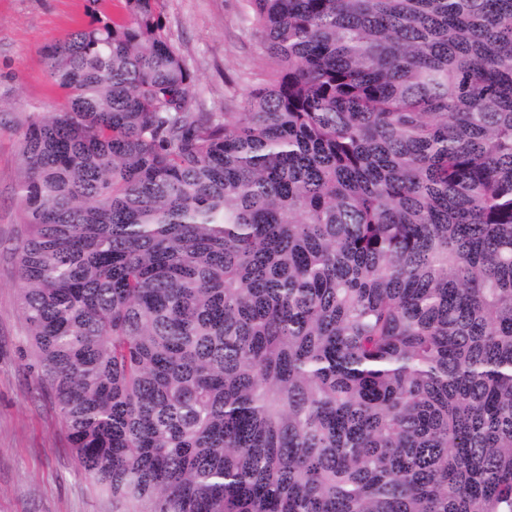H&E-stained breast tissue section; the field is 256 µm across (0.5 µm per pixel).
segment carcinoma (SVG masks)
Masks as SVG:
<instances>
[{
  "instance_id": "obj_1",
  "label": "carcinoma",
  "mask_w": 512,
  "mask_h": 512,
  "mask_svg": "<svg viewBox=\"0 0 512 512\" xmlns=\"http://www.w3.org/2000/svg\"><path fill=\"white\" fill-rule=\"evenodd\" d=\"M158 0L47 45L20 309L112 512H512V0H248L193 105Z\"/></svg>"
}]
</instances>
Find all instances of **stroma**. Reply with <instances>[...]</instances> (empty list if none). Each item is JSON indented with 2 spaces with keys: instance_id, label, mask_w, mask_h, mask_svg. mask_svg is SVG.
<instances>
[{
  "instance_id": "1",
  "label": "stroma",
  "mask_w": 512,
  "mask_h": 512,
  "mask_svg": "<svg viewBox=\"0 0 512 512\" xmlns=\"http://www.w3.org/2000/svg\"><path fill=\"white\" fill-rule=\"evenodd\" d=\"M165 32L197 78V106L239 111L258 86L267 53L247 20V0H160ZM124 0H0V512H112V499L78 468L58 410L41 391L19 281L7 243L18 238L19 141L33 112L60 109L43 48L98 15L115 19Z\"/></svg>"
}]
</instances>
